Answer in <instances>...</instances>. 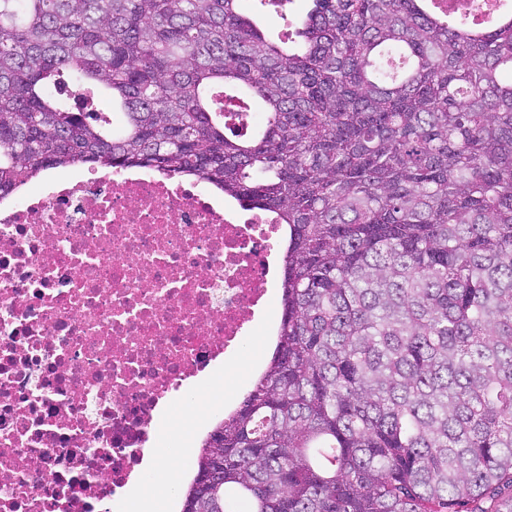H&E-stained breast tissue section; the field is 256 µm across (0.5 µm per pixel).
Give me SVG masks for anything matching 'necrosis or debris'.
Wrapping results in <instances>:
<instances>
[{
	"label": "necrosis or debris",
	"instance_id": "1",
	"mask_svg": "<svg viewBox=\"0 0 512 512\" xmlns=\"http://www.w3.org/2000/svg\"><path fill=\"white\" fill-rule=\"evenodd\" d=\"M277 227L210 184L77 163L0 198V512L117 505L151 438L207 423Z\"/></svg>",
	"mask_w": 512,
	"mask_h": 512
}]
</instances>
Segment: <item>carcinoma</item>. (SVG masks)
I'll use <instances>...</instances> for the list:
<instances>
[{"instance_id": "obj_1", "label": "carcinoma", "mask_w": 512, "mask_h": 512, "mask_svg": "<svg viewBox=\"0 0 512 512\" xmlns=\"http://www.w3.org/2000/svg\"><path fill=\"white\" fill-rule=\"evenodd\" d=\"M239 2L0 0V195L151 167L286 227L180 512H512V25L309 0L273 40Z\"/></svg>"}]
</instances>
